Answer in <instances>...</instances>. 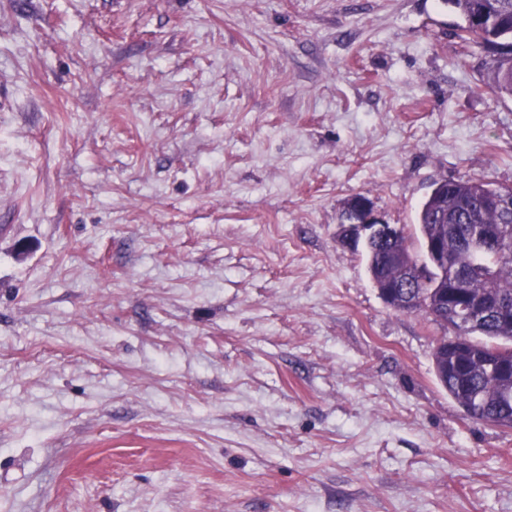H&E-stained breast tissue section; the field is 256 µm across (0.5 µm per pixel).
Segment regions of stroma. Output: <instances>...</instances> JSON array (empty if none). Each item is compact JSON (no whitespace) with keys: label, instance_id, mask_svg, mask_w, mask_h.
<instances>
[{"label":"stroma","instance_id":"35a3bbf8","mask_svg":"<svg viewBox=\"0 0 512 512\" xmlns=\"http://www.w3.org/2000/svg\"><path fill=\"white\" fill-rule=\"evenodd\" d=\"M442 0H0V512H512L340 212L512 186Z\"/></svg>","mask_w":512,"mask_h":512}]
</instances>
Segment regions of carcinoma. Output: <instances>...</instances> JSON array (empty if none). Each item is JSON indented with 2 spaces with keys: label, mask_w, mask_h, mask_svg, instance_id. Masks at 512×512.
<instances>
[{
  "label": "carcinoma",
  "mask_w": 512,
  "mask_h": 512,
  "mask_svg": "<svg viewBox=\"0 0 512 512\" xmlns=\"http://www.w3.org/2000/svg\"><path fill=\"white\" fill-rule=\"evenodd\" d=\"M458 15L456 36L464 43L496 54L486 83L512 96V0H442ZM455 224L448 238V264L437 262L428 251L429 241ZM474 224L501 227L496 242L474 246ZM414 249L404 230L384 242L370 240L364 246L367 271L376 288L404 275L411 265L420 269L422 281L414 292L431 301L427 317L440 323L436 302L451 278L462 276L461 292L490 296L506 305V313L456 325L455 336L464 345L448 352V337L438 340L433 352L435 375L448 395L472 423L512 428V371L492 366L491 352H512V187L482 179L441 180L431 184L416 215Z\"/></svg>",
  "instance_id": "carcinoma-1"
}]
</instances>
